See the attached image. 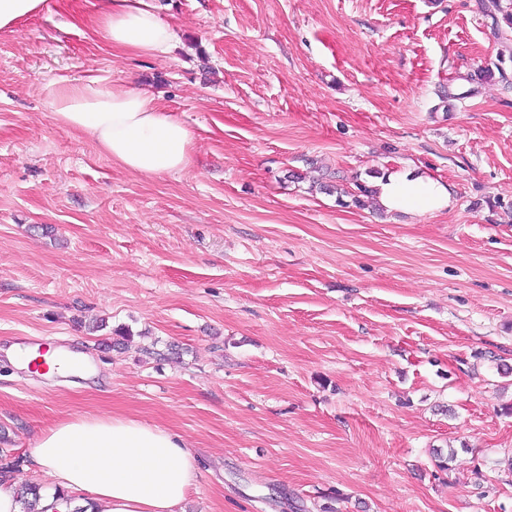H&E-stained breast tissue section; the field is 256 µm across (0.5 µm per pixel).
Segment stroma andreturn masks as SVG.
I'll use <instances>...</instances> for the list:
<instances>
[{
  "mask_svg": "<svg viewBox=\"0 0 512 512\" xmlns=\"http://www.w3.org/2000/svg\"><path fill=\"white\" fill-rule=\"evenodd\" d=\"M153 3L158 57L98 38L99 0L0 32V347L92 371L0 358L11 483L51 491L35 439L113 413L189 442L187 512H512V0ZM91 79L152 92L189 167L58 122ZM404 168L450 208L342 205ZM48 353L43 356L47 361L50 368L47 371L42 370V374L47 378L60 377L61 379H68L69 376L74 374L80 366L79 357L65 349H47ZM58 360H62L68 363L65 368H54Z\"/></svg>",
  "mask_w": 512,
  "mask_h": 512,
  "instance_id": "35a3bbf8",
  "label": "stroma"
}]
</instances>
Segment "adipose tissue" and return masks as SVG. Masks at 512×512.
Returning <instances> with one entry per match:
<instances>
[{"instance_id":"adipose-tissue-1","label":"adipose tissue","mask_w":512,"mask_h":512,"mask_svg":"<svg viewBox=\"0 0 512 512\" xmlns=\"http://www.w3.org/2000/svg\"><path fill=\"white\" fill-rule=\"evenodd\" d=\"M91 25L111 49L139 55L167 54L175 37L148 0H103ZM52 110L133 173L169 174L191 163L192 132L146 91L89 80L56 90ZM375 188L378 205L389 213L439 212L452 202L449 187L411 169L381 177ZM32 459L53 485L77 495L69 505L45 495L35 512H182L197 475L182 436L112 414L56 423L42 432Z\"/></svg>"}]
</instances>
